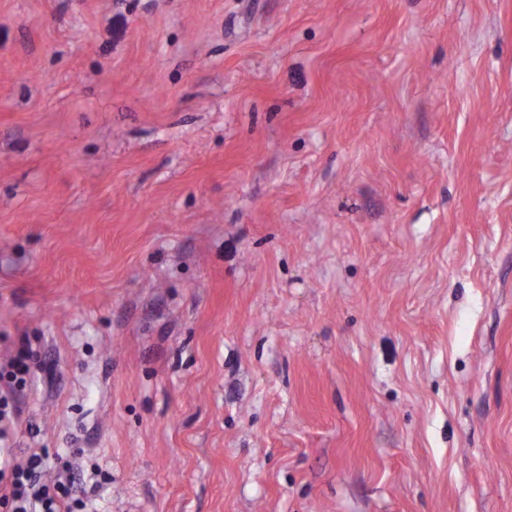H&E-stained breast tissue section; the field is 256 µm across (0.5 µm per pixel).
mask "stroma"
<instances>
[{
	"instance_id": "stroma-1",
	"label": "stroma",
	"mask_w": 512,
	"mask_h": 512,
	"mask_svg": "<svg viewBox=\"0 0 512 512\" xmlns=\"http://www.w3.org/2000/svg\"><path fill=\"white\" fill-rule=\"evenodd\" d=\"M23 342L99 512H512V0H0Z\"/></svg>"
}]
</instances>
